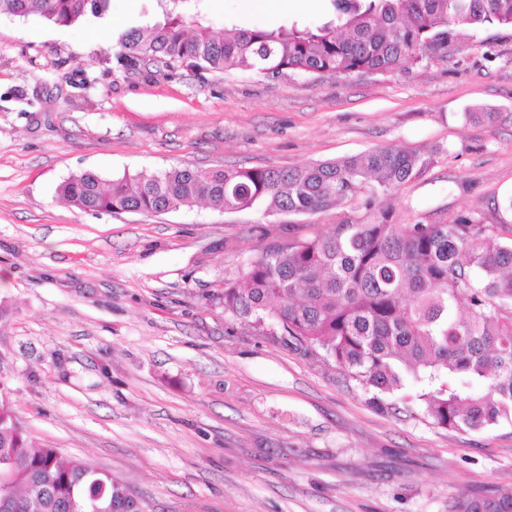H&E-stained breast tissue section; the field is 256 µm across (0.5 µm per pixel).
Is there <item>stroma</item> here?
<instances>
[{
    "instance_id": "obj_1",
    "label": "stroma",
    "mask_w": 512,
    "mask_h": 512,
    "mask_svg": "<svg viewBox=\"0 0 512 512\" xmlns=\"http://www.w3.org/2000/svg\"><path fill=\"white\" fill-rule=\"evenodd\" d=\"M207 0L214 29L328 20ZM106 24L0 16V380L29 438L107 471L144 512H448L512 485V426L448 430L369 403L335 363L224 311V282L289 236L366 213L363 198L266 216L199 205L85 213L56 189L171 166H303L381 147L423 173L385 197L399 224L489 213L512 196V27L456 30L387 74L125 75Z\"/></svg>"
}]
</instances>
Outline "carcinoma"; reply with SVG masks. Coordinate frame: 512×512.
<instances>
[{
    "mask_svg": "<svg viewBox=\"0 0 512 512\" xmlns=\"http://www.w3.org/2000/svg\"><path fill=\"white\" fill-rule=\"evenodd\" d=\"M333 19L277 30L233 25L216 33L202 0H156L157 16L113 34L112 70L190 68L275 77L389 73L447 46L453 29L512 26V0H329ZM112 0H0V15L62 27L106 18ZM413 149L378 148L288 169L141 171L106 183L84 171L58 187L84 212L167 213L205 205L265 215L338 208L365 196L370 219L327 234L290 237L224 282V312L335 362L372 400L401 395L434 424L483 431L512 424V224L461 215L441 224H397L375 197L415 179ZM0 503L10 512H141L121 483L84 461H59L27 437L0 393ZM448 512H512V486L455 500Z\"/></svg>",
    "mask_w": 512,
    "mask_h": 512,
    "instance_id": "1",
    "label": "carcinoma"
}]
</instances>
